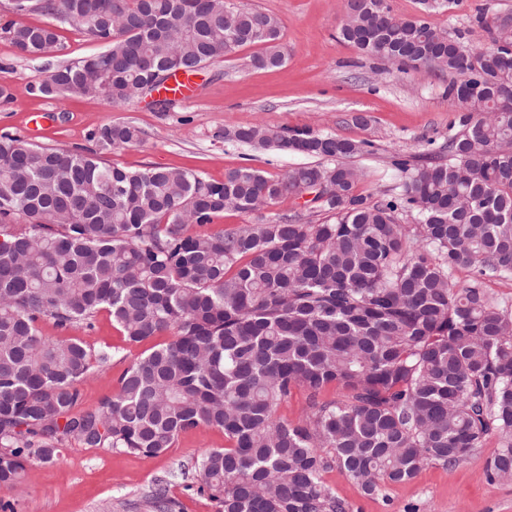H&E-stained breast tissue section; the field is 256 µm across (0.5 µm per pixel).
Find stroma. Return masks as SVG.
<instances>
[{"mask_svg": "<svg viewBox=\"0 0 512 512\" xmlns=\"http://www.w3.org/2000/svg\"><path fill=\"white\" fill-rule=\"evenodd\" d=\"M241 7L272 13L282 22L286 63L277 69L252 64L258 49L244 46L206 64L193 80V100L157 104V94L108 109L95 97L63 102L30 93L59 65L101 51L102 45L63 29L57 45L41 58L19 55L0 36V88L11 95L0 102V133L8 132L53 148L92 149L91 132L107 124L129 123L142 133L140 145L101 151L104 162L131 171L171 167L199 172L220 182L228 170L250 166L276 177L311 164V157L279 147H250L226 142L225 126L262 125L289 134L310 129L370 143L371 149L349 161L363 173L359 193L377 200L394 187L398 155H423L448 136L455 118L446 91L453 77L445 72L403 73L383 60L362 55L342 42L341 0H235ZM512 12V0H460L432 13L430 22L446 32L467 33L477 14ZM71 337L97 348H111L108 366L81 386L84 405L97 404L117 389L127 366L149 346L127 343L108 312L93 329L75 328ZM222 431L200 427L179 436L172 448L145 457L76 444L60 449L54 463L28 464L22 482L0 490L14 512H149L147 499L164 485L172 512H217L208 496L187 485L195 481V463L206 450L227 446ZM498 450L490 438L466 462L453 467L423 466L402 483H387L373 496L339 468L323 480L346 499L352 512H512V481L490 480L487 461Z\"/></svg>", "mask_w": 512, "mask_h": 512, "instance_id": "1", "label": "stroma"}]
</instances>
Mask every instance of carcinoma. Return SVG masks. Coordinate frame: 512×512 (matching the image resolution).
Here are the masks:
<instances>
[{
    "instance_id": "1",
    "label": "carcinoma",
    "mask_w": 512,
    "mask_h": 512,
    "mask_svg": "<svg viewBox=\"0 0 512 512\" xmlns=\"http://www.w3.org/2000/svg\"><path fill=\"white\" fill-rule=\"evenodd\" d=\"M378 0H344L342 39L400 70H438L458 115L448 160L399 158L398 193H357L344 160L366 142L262 125L224 139L322 158L276 178L242 166L213 183L180 168L128 171L97 152H69L0 135V489L33 460L76 442L156 456L199 427L229 446L200 455L198 492L218 512H351L322 481L334 466L372 495L421 466H455L495 436L491 478L512 480V313L483 285L512 278V14L475 25L476 48L423 17L397 18ZM42 26L3 29L36 57L70 28L104 43L30 87L63 102L112 107L175 73L256 45L258 68L286 62L280 20L224 11L220 0H12ZM129 123L91 133L99 147L132 146ZM320 192L326 219L261 215L232 231L189 232L232 208L256 212L284 196ZM408 213L414 223L403 224ZM468 285L452 282L455 269ZM106 310L127 341L170 334L82 406L80 384L112 354L42 334L93 328ZM334 385L336 400H323ZM296 389L308 408L277 416Z\"/></svg>"
}]
</instances>
